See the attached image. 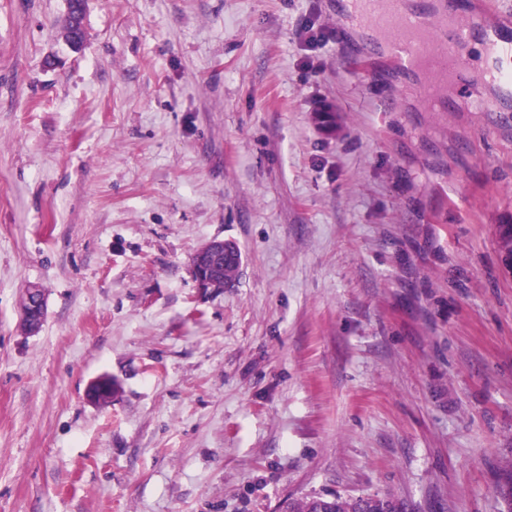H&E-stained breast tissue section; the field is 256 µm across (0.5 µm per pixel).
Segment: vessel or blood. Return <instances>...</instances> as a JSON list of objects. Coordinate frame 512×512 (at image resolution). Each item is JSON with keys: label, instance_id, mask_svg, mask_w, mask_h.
Returning a JSON list of instances; mask_svg holds the SVG:
<instances>
[{"label": "vessel or blood", "instance_id": "obj_1", "mask_svg": "<svg viewBox=\"0 0 512 512\" xmlns=\"http://www.w3.org/2000/svg\"><path fill=\"white\" fill-rule=\"evenodd\" d=\"M489 0H344V11L357 26H373L391 34L383 53L401 76L417 72L428 79L417 91L427 100L441 98L447 84H455L475 111H485L482 98L463 78L475 47H483L486 74L503 99L512 98V15L503 14L490 25Z\"/></svg>", "mask_w": 512, "mask_h": 512}]
</instances>
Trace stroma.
<instances>
[{"instance_id": "35a3bbf8", "label": "stroma", "mask_w": 512, "mask_h": 512, "mask_svg": "<svg viewBox=\"0 0 512 512\" xmlns=\"http://www.w3.org/2000/svg\"><path fill=\"white\" fill-rule=\"evenodd\" d=\"M65 11L0 0V512H504L512 112L345 70L340 0H90L77 51ZM237 258V249L230 240L212 239L205 242L191 259V273L199 288H224V284L233 285L240 272L239 264L232 262L222 268L211 284V271L224 265L226 261ZM22 320L30 333H36L45 315V298L41 288H28L22 300ZM320 500L331 502L332 512H405L406 506L389 497L375 495H362L358 497H345L336 492H327L302 498H288L283 503L285 512H319ZM322 512V511H320Z\"/></svg>"}]
</instances>
